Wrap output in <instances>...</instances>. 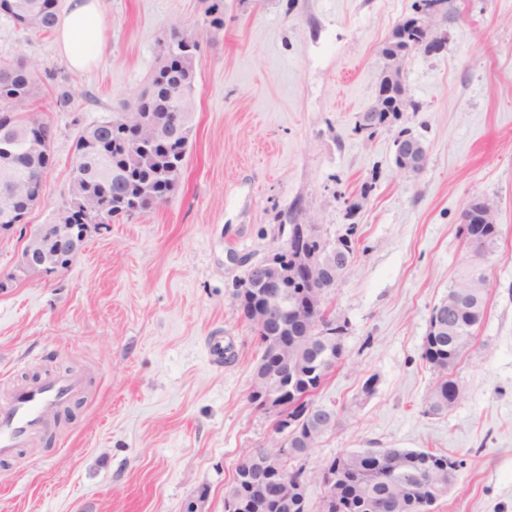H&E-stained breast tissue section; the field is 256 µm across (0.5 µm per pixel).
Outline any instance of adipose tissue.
Listing matches in <instances>:
<instances>
[{"mask_svg":"<svg viewBox=\"0 0 512 512\" xmlns=\"http://www.w3.org/2000/svg\"><path fill=\"white\" fill-rule=\"evenodd\" d=\"M103 0H67L57 22L58 49L73 70L98 64L104 52Z\"/></svg>","mask_w":512,"mask_h":512,"instance_id":"adipose-tissue-1","label":"adipose tissue"}]
</instances>
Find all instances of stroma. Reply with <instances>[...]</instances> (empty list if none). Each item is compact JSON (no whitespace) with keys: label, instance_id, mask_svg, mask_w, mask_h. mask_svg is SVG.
Instances as JSON below:
<instances>
[{"label":"stroma","instance_id":"1","mask_svg":"<svg viewBox=\"0 0 512 512\" xmlns=\"http://www.w3.org/2000/svg\"><path fill=\"white\" fill-rule=\"evenodd\" d=\"M211 3L105 0L107 45L84 72L55 34L0 13V62L35 68V108L56 129L33 226L54 223L68 196L79 132L149 85L172 34L203 46L177 191L103 225L67 269L0 292V407L49 375L84 381L47 433L0 457V512H187L195 500L224 512L243 452L275 437L248 401L261 351L235 289L279 220L296 213L332 238L356 199L355 257L326 292L348 326L344 360L315 398L340 421L305 467L362 448L441 452L463 465L434 512H512V0H451L447 47L407 56L420 109L399 125L425 146L416 174L395 164V130H354L415 0H224L220 31ZM475 197L496 202L501 230L484 265L487 316L452 371L460 404L427 415L436 375L422 346L471 259L458 227ZM215 339L228 348L220 363Z\"/></svg>","mask_w":512,"mask_h":512}]
</instances>
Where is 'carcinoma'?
Segmentation results:
<instances>
[{
    "label": "carcinoma",
    "mask_w": 512,
    "mask_h": 512,
    "mask_svg": "<svg viewBox=\"0 0 512 512\" xmlns=\"http://www.w3.org/2000/svg\"><path fill=\"white\" fill-rule=\"evenodd\" d=\"M0 11L29 30L48 34L56 28L60 0H0ZM207 23L217 31L224 28V0H213ZM175 43L183 53L161 63L147 89L125 104L118 115L83 129L77 137L69 197L83 200L90 222L102 207L108 208L112 219L152 209L166 202L181 182L192 130L190 120L196 111V67L200 46L187 44L185 37L176 39ZM36 82L37 72L23 60L0 65V110L13 116L10 123H0V140L14 141L8 183L0 181V206L12 203L16 210L27 214L36 206L29 187L38 184L45 171L53 165L51 149L43 151L38 147L47 120L33 113L31 101ZM175 100L186 111L187 121L173 137L169 149L143 154L130 143L122 144L123 133L129 127L146 135L147 122L167 124L169 109ZM459 234L471 252L476 254L481 244L487 247L498 245L501 230L497 224H462ZM473 276L487 280L482 265L477 262L460 268L448 288L456 300V311L440 335L425 337L422 359L438 374L424 398L426 414H446L462 400V391L450 376V371L484 322L489 303L487 288L471 287ZM336 330L340 334L326 341L318 340L301 322L293 323L283 333L284 351L288 360L303 373L301 383L305 391L304 398L291 412L296 422L288 433L275 428L276 433H282L288 439L290 460L307 456L322 436V433L308 427L306 410L344 360L340 349L346 330L339 323ZM276 445L277 442L273 441L266 448L251 450L238 468L262 457L277 465L283 464L273 453ZM387 452L386 448H364L339 454L331 460L336 465V498L348 508V512H360V505L364 502L408 499L411 497L408 489L412 486L419 488L420 496L433 506L448 494V481L442 479L441 472L460 467L458 461L447 454L403 450L401 454L409 459V467L391 473L382 465L381 455ZM224 497L234 500L235 512H254L250 484L239 483L234 478Z\"/></svg>",
    "instance_id": "carcinoma-1"
}]
</instances>
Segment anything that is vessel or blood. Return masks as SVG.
<instances>
[{
	"label": "vessel or blood",
	"mask_w": 512,
	"mask_h": 512,
	"mask_svg": "<svg viewBox=\"0 0 512 512\" xmlns=\"http://www.w3.org/2000/svg\"><path fill=\"white\" fill-rule=\"evenodd\" d=\"M81 389V379L68 374L19 389L11 402L0 408V456L29 445L43 430L46 420Z\"/></svg>",
	"instance_id": "vessel-or-blood-1"
}]
</instances>
